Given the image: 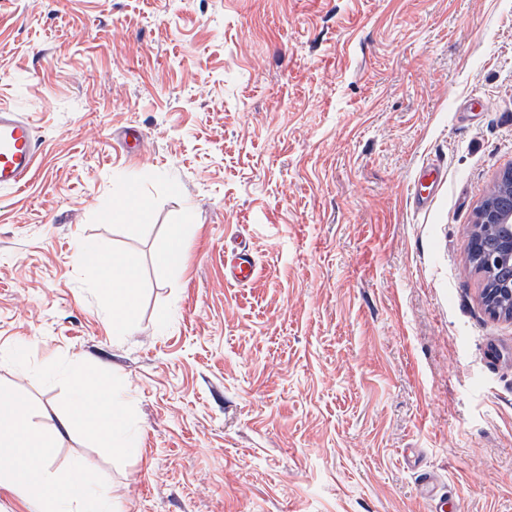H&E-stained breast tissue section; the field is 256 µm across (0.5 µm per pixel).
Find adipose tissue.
Returning <instances> with one entry per match:
<instances>
[{"label": "adipose tissue", "mask_w": 512, "mask_h": 512, "mask_svg": "<svg viewBox=\"0 0 512 512\" xmlns=\"http://www.w3.org/2000/svg\"><path fill=\"white\" fill-rule=\"evenodd\" d=\"M77 253L99 258L97 281L109 298L112 323L127 328L139 291L134 262L92 241L79 242ZM68 376L72 392L66 424L89 427L103 447L117 454L137 451L139 434L126 419L128 395L80 366L71 367ZM55 450L54 434L31 424L20 394L0 397V489L23 502H38V512H113L108 489L91 484L80 464L63 474L53 471Z\"/></svg>", "instance_id": "obj_1"}]
</instances>
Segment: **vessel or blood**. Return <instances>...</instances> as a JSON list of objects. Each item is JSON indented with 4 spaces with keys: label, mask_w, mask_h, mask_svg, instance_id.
<instances>
[{
    "label": "vessel or blood",
    "mask_w": 512,
    "mask_h": 512,
    "mask_svg": "<svg viewBox=\"0 0 512 512\" xmlns=\"http://www.w3.org/2000/svg\"><path fill=\"white\" fill-rule=\"evenodd\" d=\"M44 146L24 113L0 104V190L18 192L26 186Z\"/></svg>",
    "instance_id": "vessel-or-blood-1"
}]
</instances>
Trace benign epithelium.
<instances>
[{"label": "benign epithelium", "instance_id": "benign-epithelium-1", "mask_svg": "<svg viewBox=\"0 0 512 512\" xmlns=\"http://www.w3.org/2000/svg\"><path fill=\"white\" fill-rule=\"evenodd\" d=\"M488 227L497 232L499 248L487 252L482 248L470 246V253L484 267L512 265V206L499 204L497 196L488 195L477 210L474 224L471 225L467 241L471 242L478 236V230ZM481 301L486 310L495 317L512 319V309L502 307L498 303V292L494 288H484Z\"/></svg>", "mask_w": 512, "mask_h": 512}]
</instances>
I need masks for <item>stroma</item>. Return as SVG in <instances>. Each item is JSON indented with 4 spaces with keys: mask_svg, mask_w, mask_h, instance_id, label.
Instances as JSON below:
<instances>
[{
    "mask_svg": "<svg viewBox=\"0 0 512 512\" xmlns=\"http://www.w3.org/2000/svg\"><path fill=\"white\" fill-rule=\"evenodd\" d=\"M0 103L46 141L0 191V388L56 469L118 512H429L424 473L512 512V320L465 252L512 169V0H0ZM82 239L136 262V334ZM75 363L130 395L137 455L63 428ZM187 258L186 239L183 230L176 226L171 229L161 254L162 262L171 268L181 269Z\"/></svg>",
    "mask_w": 512,
    "mask_h": 512,
    "instance_id": "stroma-1",
    "label": "stroma"
}]
</instances>
